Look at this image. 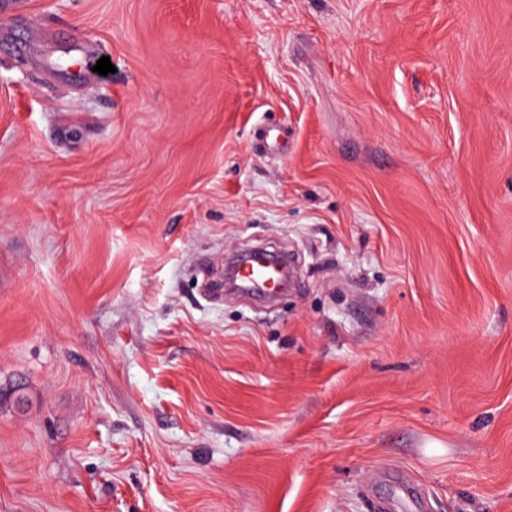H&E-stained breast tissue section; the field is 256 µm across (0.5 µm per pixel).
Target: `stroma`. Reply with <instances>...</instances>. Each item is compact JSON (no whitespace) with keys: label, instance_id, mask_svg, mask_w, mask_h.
Returning a JSON list of instances; mask_svg holds the SVG:
<instances>
[{"label":"stroma","instance_id":"obj_1","mask_svg":"<svg viewBox=\"0 0 512 512\" xmlns=\"http://www.w3.org/2000/svg\"><path fill=\"white\" fill-rule=\"evenodd\" d=\"M407 485L512 512V0H0V512Z\"/></svg>","mask_w":512,"mask_h":512}]
</instances>
